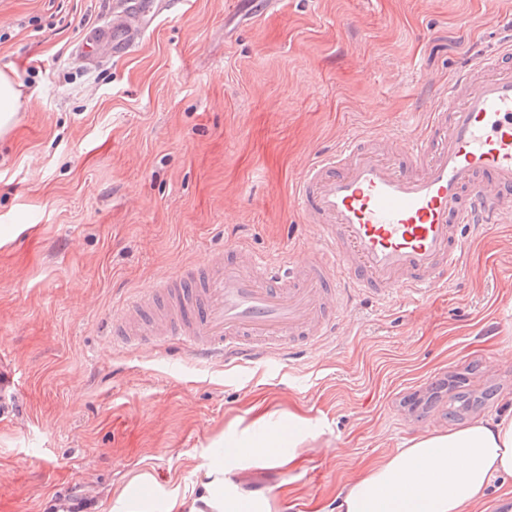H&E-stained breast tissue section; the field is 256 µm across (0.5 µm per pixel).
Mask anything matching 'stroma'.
<instances>
[{
  "label": "stroma",
  "instance_id": "1",
  "mask_svg": "<svg viewBox=\"0 0 512 512\" xmlns=\"http://www.w3.org/2000/svg\"><path fill=\"white\" fill-rule=\"evenodd\" d=\"M112 0H0V512H162L259 416L313 434L296 464L235 467L272 512H341L342 487L423 433L512 415V223L424 302L360 299L306 355L249 367L106 345L115 307L232 246L312 252L291 193L346 137L421 130L434 94L512 40V0H177L133 52L77 60ZM484 402L453 420L458 393ZM150 474L149 487L138 477ZM18 108V92L12 80L0 73V134L10 129Z\"/></svg>",
  "mask_w": 512,
  "mask_h": 512
}]
</instances>
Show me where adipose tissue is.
I'll use <instances>...</instances> for the list:
<instances>
[{"instance_id": "ef3b65f1", "label": "adipose tissue", "mask_w": 512, "mask_h": 512, "mask_svg": "<svg viewBox=\"0 0 512 512\" xmlns=\"http://www.w3.org/2000/svg\"><path fill=\"white\" fill-rule=\"evenodd\" d=\"M297 415H264L233 442L228 461L288 468L308 437ZM512 477V417L478 423L447 434H421L408 447L375 463L340 492L343 512H463L481 501L493 476ZM166 512H271L266 497L246 496L224 486V473L209 470L206 481L170 489Z\"/></svg>"}]
</instances>
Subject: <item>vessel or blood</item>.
Returning <instances> with one entry per match:
<instances>
[{"label":"vessel or blood","mask_w":512,"mask_h":512,"mask_svg":"<svg viewBox=\"0 0 512 512\" xmlns=\"http://www.w3.org/2000/svg\"><path fill=\"white\" fill-rule=\"evenodd\" d=\"M172 0H114L81 47L132 51ZM500 56L459 71L423 132L344 140L312 161L294 203L318 231L307 259L241 247L209 254L140 289L112 319L113 343L246 366L287 359L335 334L355 297L418 303L467 271L465 228L512 222V73Z\"/></svg>","instance_id":"vessel-or-blood-1"}]
</instances>
